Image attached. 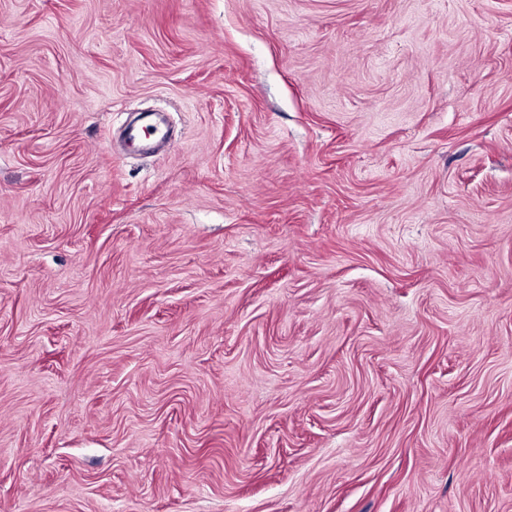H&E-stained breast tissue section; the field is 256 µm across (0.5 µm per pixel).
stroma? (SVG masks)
Listing matches in <instances>:
<instances>
[{
	"instance_id": "35a3bbf8",
	"label": "stroma",
	"mask_w": 512,
	"mask_h": 512,
	"mask_svg": "<svg viewBox=\"0 0 512 512\" xmlns=\"http://www.w3.org/2000/svg\"><path fill=\"white\" fill-rule=\"evenodd\" d=\"M0 512H512V0H0Z\"/></svg>"
}]
</instances>
